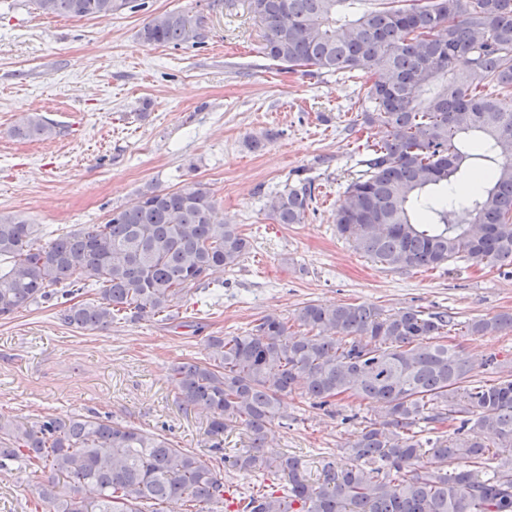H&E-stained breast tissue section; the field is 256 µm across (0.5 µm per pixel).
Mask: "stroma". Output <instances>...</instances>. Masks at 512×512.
Listing matches in <instances>:
<instances>
[{
  "label": "stroma",
  "instance_id": "1",
  "mask_svg": "<svg viewBox=\"0 0 512 512\" xmlns=\"http://www.w3.org/2000/svg\"><path fill=\"white\" fill-rule=\"evenodd\" d=\"M202 18L200 43L149 45L155 15ZM264 29L248 0H145L108 20L41 14L33 0H0V214L25 218L38 244L148 189L201 187L226 223L251 243L239 265L191 291L172 318L127 317L103 329L63 325L59 300L0 320V414L98 415L179 447L205 450L206 421L179 404L174 368L202 358L211 336H233L274 313L293 320L303 302L449 311L465 320L512 313V264L463 259L434 269H382L336 231V208L356 178L367 142L359 86L341 74L283 70L261 52ZM53 121L42 142L12 137L28 113ZM262 140L260 149L249 146ZM319 194L299 224H280L270 198L298 180ZM478 377L495 357L512 370V329L488 336L451 330ZM267 454L301 456L310 477L343 460L375 405L354 398L334 413L293 391ZM42 470L0 472V512H44Z\"/></svg>",
  "mask_w": 512,
  "mask_h": 512
}]
</instances>
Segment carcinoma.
<instances>
[{"label":"carcinoma","mask_w":512,"mask_h":512,"mask_svg":"<svg viewBox=\"0 0 512 512\" xmlns=\"http://www.w3.org/2000/svg\"><path fill=\"white\" fill-rule=\"evenodd\" d=\"M132 0H35L45 15L110 19ZM363 0H249L264 28L263 54L288 70L363 73L370 84L363 119L385 129L367 146L362 173L344 191L336 227L354 250L388 270L439 267L469 258L512 263V0H412L365 10ZM202 18L181 12L145 24L147 44L200 38ZM12 134L40 141L58 134L38 113ZM476 170L478 189L460 200L448 186ZM316 187L301 182L271 198L279 224L302 223ZM475 223L458 224L460 207ZM251 243L209 191L150 190L46 245L26 220L0 215V319L20 308L96 290L97 299L61 310L76 329L112 324L120 312H170ZM296 336L274 313L238 336H211L206 358L177 365L180 404L201 414L209 455L180 448L99 416L46 415L28 423L0 416V471L22 462L48 470L37 486L52 512H223L228 430L243 428L250 449L230 468L270 470L287 491L250 495L237 512H512V379H474V362L444 342L453 316L404 308L308 302ZM472 335L512 329V314L464 322ZM300 389L324 408L350 394L384 407L381 420L349 443L344 464L326 460L316 480L303 458L262 448L288 418L284 394ZM460 419L451 434L421 436V424Z\"/></svg>","instance_id":"obj_1"}]
</instances>
